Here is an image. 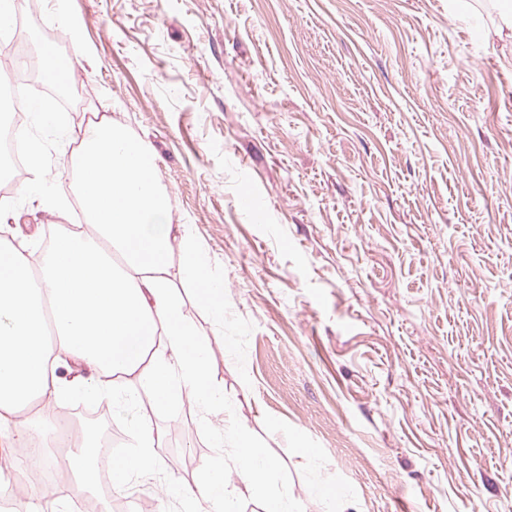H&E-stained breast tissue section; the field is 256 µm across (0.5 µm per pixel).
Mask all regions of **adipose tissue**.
<instances>
[{"label":"adipose tissue","mask_w":512,"mask_h":512,"mask_svg":"<svg viewBox=\"0 0 512 512\" xmlns=\"http://www.w3.org/2000/svg\"><path fill=\"white\" fill-rule=\"evenodd\" d=\"M71 160L89 231L59 226L39 280L20 248L0 240V433L10 448L29 449L28 464L50 457L32 447L29 409L80 395L109 400L134 414V444L112 459V480L125 488L157 473L156 437L138 409L142 395L159 407L186 400L214 424L217 453L192 487L177 496L206 503L210 512H237L240 491L263 512H299L268 490L274 462L243 430L225 423L224 391L211 379L210 340L183 310L165 272L180 248L188 279L214 323L224 322V284L192 236L171 221L170 196L157 180L155 157L124 128L102 118L88 122ZM133 376L141 388L123 382Z\"/></svg>","instance_id":"obj_1"}]
</instances>
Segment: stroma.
I'll return each mask as SVG.
<instances>
[{"label": "stroma", "instance_id": "1", "mask_svg": "<svg viewBox=\"0 0 512 512\" xmlns=\"http://www.w3.org/2000/svg\"><path fill=\"white\" fill-rule=\"evenodd\" d=\"M469 3L16 0L31 53L61 14L79 24L70 128L104 115L156 155L223 324L180 250L166 276L271 492L302 512L325 481L353 512H512V30ZM72 150L43 180L80 224ZM0 208L44 257L59 219L8 168ZM147 417L161 470L118 497L178 512L165 487L193 485L215 443L189 402Z\"/></svg>", "mask_w": 512, "mask_h": 512}]
</instances>
